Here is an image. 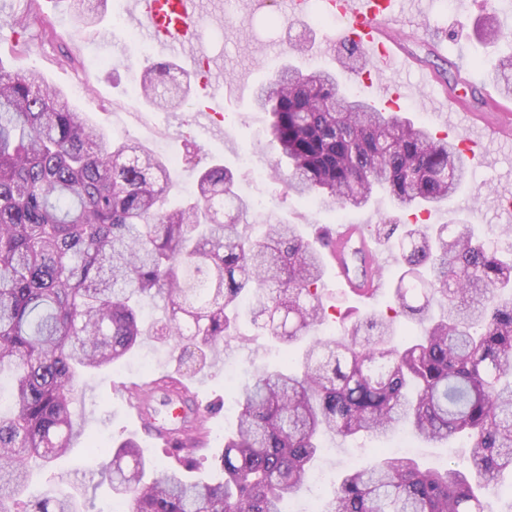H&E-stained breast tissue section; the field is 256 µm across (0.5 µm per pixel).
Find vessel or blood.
Segmentation results:
<instances>
[{
	"mask_svg": "<svg viewBox=\"0 0 512 512\" xmlns=\"http://www.w3.org/2000/svg\"><path fill=\"white\" fill-rule=\"evenodd\" d=\"M400 0H325L329 12L343 20L340 36L364 46L381 65L401 73L411 70V60L404 54L386 23L396 12ZM133 12L146 36L161 54H175L199 48L197 17L201 0H132ZM442 123L449 131L462 135L465 155L482 161L490 139L512 134V126L498 123L486 126L478 133L464 130V115L451 112ZM328 260L338 288L365 302L381 294L387 280L378 273L356 270L355 259L378 263L373 241L360 224H340L330 231Z\"/></svg>",
	"mask_w": 512,
	"mask_h": 512,
	"instance_id": "vessel-or-blood-1",
	"label": "vessel or blood"
}]
</instances>
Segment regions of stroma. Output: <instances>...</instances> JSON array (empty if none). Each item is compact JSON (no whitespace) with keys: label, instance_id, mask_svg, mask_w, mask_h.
<instances>
[{"label":"stroma","instance_id":"obj_1","mask_svg":"<svg viewBox=\"0 0 512 512\" xmlns=\"http://www.w3.org/2000/svg\"><path fill=\"white\" fill-rule=\"evenodd\" d=\"M268 2L267 9L254 12L247 0H203L201 47L210 61L208 86L192 84L186 105L169 111L152 108L130 91L144 66L162 60L153 43L130 40V33L138 29L130 0H107L92 29L81 28L69 11L68 0H39L40 19L26 32L28 47L21 53L9 50L18 38L9 19L21 5L19 0H0V46L5 49L0 60L13 69L41 72L110 138L138 141L165 157L182 156L192 146L200 162L224 163L237 176L238 193L256 204L246 228L249 234H256L270 220L299 225L309 237L339 220L369 226L395 221L398 213L386 196L374 195L367 206L346 209L338 219L307 206L273 172L270 116L253 108L256 88L272 80L276 65L292 60L291 45L298 38L308 40L305 59L310 67L337 68L342 46L337 43L330 51L322 49L324 40L336 36L339 29L335 23L320 25V17L326 14L324 5L305 11L302 18L290 19L282 16L279 0ZM414 2L412 11L396 15L389 28L402 38L417 67L433 71L436 83L434 88H423L413 76H406L409 94L401 102L402 115L437 125L433 99L441 96L458 102L474 125L512 123V101L496 93L486 67L480 64L481 59L512 51V0H452L447 9L439 0ZM489 12L497 13L504 31L493 46L480 37L482 19ZM117 14L122 15L123 26L114 25ZM79 83L84 86L80 92L75 89ZM206 89L224 98L225 120L210 127L194 120ZM458 218L480 225L493 237L501 226L512 225V138L488 146L486 161L472 168L467 188L443 209L426 215L425 221L448 224ZM164 316L162 304L147 306L142 345L122 363L88 376L74 409L98 437L112 441L131 436L146 455L160 457V443L142 432L126 399L133 387L171 373L190 386L201 405L216 408L211 420L215 435L206 453L220 454L222 433L234 427L237 410V385L226 379L225 363H235L249 375L260 366L275 365L279 355L268 337L245 325L238 337L225 344L222 361H177L152 334ZM378 448L387 453L408 451L430 464L446 459L462 465L468 455L458 439L428 443L408 433L346 441L327 436L310 480L292 496L293 505L302 508L329 495L343 472L363 465ZM32 490L85 494L96 512H107L112 502L108 481L100 478L88 448L81 443L68 457L37 470Z\"/></svg>","mask_w":512,"mask_h":512}]
</instances>
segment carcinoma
I'll list each match as a JSON object with an SVG mask.
<instances>
[{"label": "carcinoma", "instance_id": "carcinoma-1", "mask_svg": "<svg viewBox=\"0 0 512 512\" xmlns=\"http://www.w3.org/2000/svg\"><path fill=\"white\" fill-rule=\"evenodd\" d=\"M23 30L39 19L24 0ZM104 0H72L95 26ZM341 73L288 64L261 86L271 115L273 169L288 189L326 212L362 208L386 194L413 216L447 205L470 163L448 139L381 104L353 95ZM512 97V56L491 64ZM140 91L161 107L183 105L190 81L151 65ZM197 169L195 195L167 204L174 163L132 140L111 143L41 73L0 59V375L13 377V406L0 411V512H84L74 495L30 497L31 460L48 466L84 443L112 483L109 512H284L308 478L319 438L395 432L422 440L465 438L470 468H428L411 457L374 455L348 471L321 512H492L487 498L512 477V247L502 253L475 225L377 224L398 268L392 304L322 338L319 287L324 243L296 225L268 222L248 236L251 205L219 162ZM163 303L153 335L179 351L216 360L241 321L283 346L282 362L254 372L239 393L236 429L205 467L212 410L192 395L152 383L130 395L146 419L153 394L189 410L197 433L166 464L126 438L98 444L73 405L83 376L120 362L141 344V312ZM443 308L429 316L434 304ZM415 320L420 332L400 329Z\"/></svg>", "mask_w": 512, "mask_h": 512}]
</instances>
